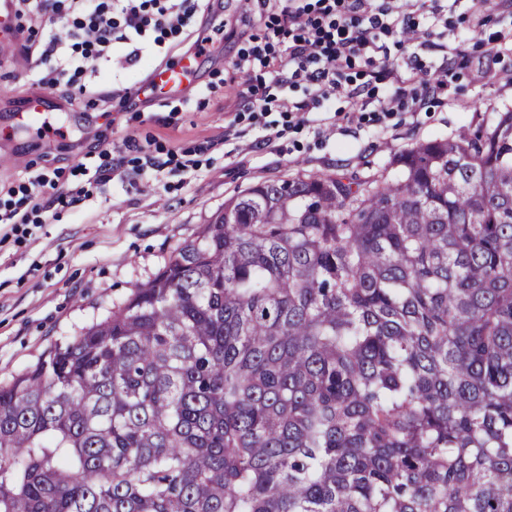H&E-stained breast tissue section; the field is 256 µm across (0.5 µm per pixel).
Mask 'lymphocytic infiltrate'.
<instances>
[{
    "instance_id": "f902f5d3",
    "label": "lymphocytic infiltrate",
    "mask_w": 512,
    "mask_h": 512,
    "mask_svg": "<svg viewBox=\"0 0 512 512\" xmlns=\"http://www.w3.org/2000/svg\"><path fill=\"white\" fill-rule=\"evenodd\" d=\"M285 0L282 27L292 35L287 76L279 85L303 79L317 86L322 98L339 94L353 99L361 88L340 77L354 59L386 68L390 56L381 32H409L414 22L402 0ZM209 0H16L15 16L49 17L39 55L22 48L10 54L20 73L37 72V85H56L61 77L77 80L120 48L137 58L171 52V38L188 34L196 13H211Z\"/></svg>"
}]
</instances>
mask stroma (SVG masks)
<instances>
[{"label": "stroma", "instance_id": "1", "mask_svg": "<svg viewBox=\"0 0 512 512\" xmlns=\"http://www.w3.org/2000/svg\"><path fill=\"white\" fill-rule=\"evenodd\" d=\"M215 8L224 18V37L196 58L193 95L178 112L158 103L125 105L152 71L178 58L150 55L101 65L86 80L99 99L92 108L76 87L45 88L61 104L48 120L67 135L50 143L21 137L8 114L34 88L28 77L0 68V209L27 216L0 240V382L105 320L238 192L298 175L364 172L415 143L477 129L486 109L512 105V10L490 12L476 28L470 0H419L416 38L393 32L383 40L392 59L409 61L415 91L426 94L429 82L436 93L422 106L381 112L395 85L358 60L345 78L364 86V95L324 101L315 121L300 124L275 105L264 112L239 107L253 85L262 95L297 102L315 95L303 81L277 83L288 70L285 43L270 35L279 5L217 0ZM468 31L474 40L460 41L461 57L449 66L443 45ZM249 53L265 56L269 67L238 73L235 61ZM348 111L360 113V122L338 120ZM151 159L162 162V170L148 167ZM102 166L113 167L110 181H94ZM60 169L65 184L85 186L87 197L31 211L23 195L28 177L40 173L52 182Z\"/></svg>", "mask_w": 512, "mask_h": 512}]
</instances>
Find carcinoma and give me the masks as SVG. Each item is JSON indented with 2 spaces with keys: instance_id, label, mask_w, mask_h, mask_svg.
Listing matches in <instances>:
<instances>
[{
  "instance_id": "cac0c4a2",
  "label": "carcinoma",
  "mask_w": 512,
  "mask_h": 512,
  "mask_svg": "<svg viewBox=\"0 0 512 512\" xmlns=\"http://www.w3.org/2000/svg\"><path fill=\"white\" fill-rule=\"evenodd\" d=\"M0 512H512V108L225 200L0 383Z\"/></svg>"
}]
</instances>
